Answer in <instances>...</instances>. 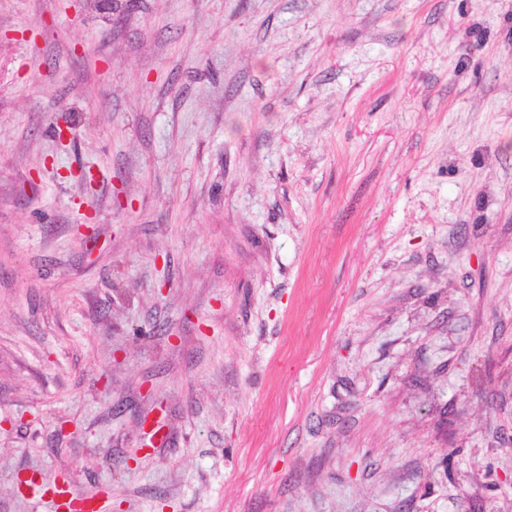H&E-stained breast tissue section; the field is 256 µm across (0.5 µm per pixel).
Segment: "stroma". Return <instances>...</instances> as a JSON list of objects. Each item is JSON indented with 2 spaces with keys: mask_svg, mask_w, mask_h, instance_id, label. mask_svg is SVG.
I'll return each mask as SVG.
<instances>
[{
  "mask_svg": "<svg viewBox=\"0 0 512 512\" xmlns=\"http://www.w3.org/2000/svg\"><path fill=\"white\" fill-rule=\"evenodd\" d=\"M26 469L512 512V0H0V512Z\"/></svg>",
  "mask_w": 512,
  "mask_h": 512,
  "instance_id": "35a3bbf8",
  "label": "stroma"
}]
</instances>
